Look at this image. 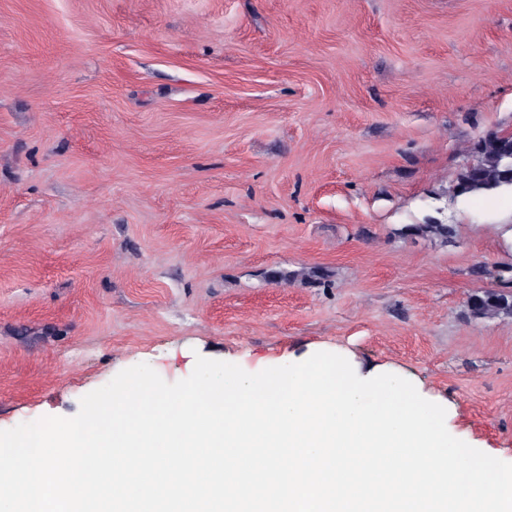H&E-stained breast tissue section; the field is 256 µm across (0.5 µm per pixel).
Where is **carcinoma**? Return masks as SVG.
Segmentation results:
<instances>
[{"instance_id": "obj_1", "label": "carcinoma", "mask_w": 512, "mask_h": 512, "mask_svg": "<svg viewBox=\"0 0 512 512\" xmlns=\"http://www.w3.org/2000/svg\"><path fill=\"white\" fill-rule=\"evenodd\" d=\"M475 161L465 167L457 178L459 193H498L512 191V135L491 132L474 146ZM403 237H431L444 243L456 237L453 224H406L400 229ZM269 277L287 282L300 278L308 285H319L327 274L318 267L291 274L273 270ZM469 316L475 320L512 315V291L482 290L472 294L467 301Z\"/></svg>"}]
</instances>
